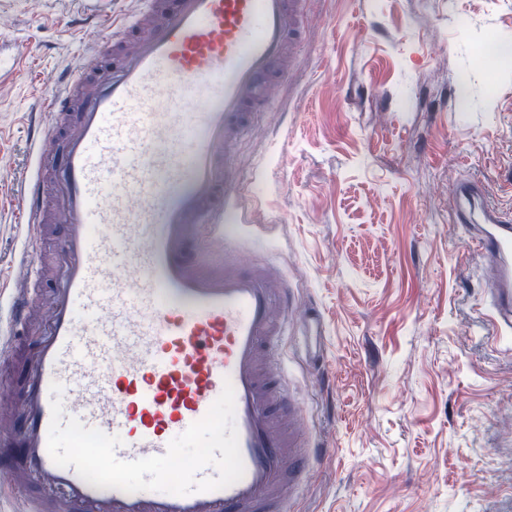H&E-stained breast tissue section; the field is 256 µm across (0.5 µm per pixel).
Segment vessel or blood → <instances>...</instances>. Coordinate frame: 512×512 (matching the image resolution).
<instances>
[{
	"label": "vessel or blood",
	"instance_id": "vessel-or-blood-1",
	"mask_svg": "<svg viewBox=\"0 0 512 512\" xmlns=\"http://www.w3.org/2000/svg\"><path fill=\"white\" fill-rule=\"evenodd\" d=\"M299 4L143 0L104 38L110 68L71 70L41 101L21 207L38 270L53 189L58 286L0 411V471L31 492L30 512H288L320 456L303 445L275 364L292 304L285 283L269 268L206 256L201 240L223 245L227 225L247 221L231 150L284 77ZM452 194L451 223L468 227L492 263V321L511 334L512 221L480 181ZM11 290L12 320L26 325L28 274ZM55 382L65 416L119 436L124 461L164 454L232 385L244 474L181 496L90 485L48 452Z\"/></svg>",
	"mask_w": 512,
	"mask_h": 512
}]
</instances>
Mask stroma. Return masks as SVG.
<instances>
[{
	"instance_id": "obj_1",
	"label": "stroma",
	"mask_w": 512,
	"mask_h": 512,
	"mask_svg": "<svg viewBox=\"0 0 512 512\" xmlns=\"http://www.w3.org/2000/svg\"><path fill=\"white\" fill-rule=\"evenodd\" d=\"M84 0H0V333L21 272L27 118L84 64ZM286 79L233 151L256 203L229 234L296 301L279 347L324 450L291 512H512V347L486 260L450 223L480 180L512 218V0H303Z\"/></svg>"
}]
</instances>
